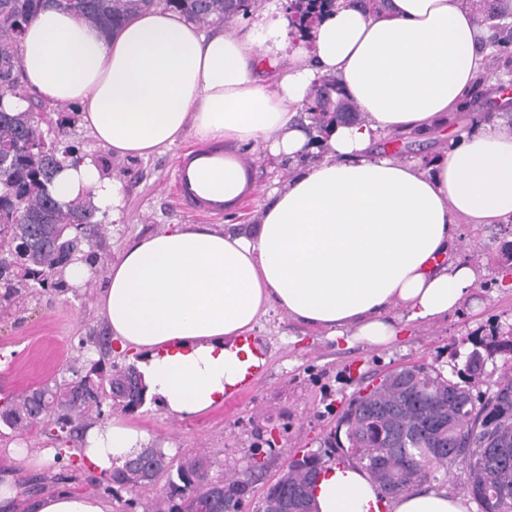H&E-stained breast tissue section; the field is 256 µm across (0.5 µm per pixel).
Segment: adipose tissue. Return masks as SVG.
Instances as JSON below:
<instances>
[{
  "label": "adipose tissue",
  "mask_w": 512,
  "mask_h": 512,
  "mask_svg": "<svg viewBox=\"0 0 512 512\" xmlns=\"http://www.w3.org/2000/svg\"><path fill=\"white\" fill-rule=\"evenodd\" d=\"M19 56L26 91L74 106L113 156L145 159L189 138L204 149L227 143L207 192L225 210L258 190L236 146L309 159L267 191L255 228L175 224L112 263L98 308L137 353L146 393L167 415L201 414L237 388L255 361L239 339L270 308L377 346L408 324L448 317L482 275L453 256L459 225L512 222V124L461 134L426 170L382 148L394 135L445 130L484 73L464 0H326L300 37L274 0L250 23L211 33L156 9L106 35L47 7L27 25ZM326 77L361 118L312 138L297 113ZM50 190L62 204L93 195L101 212L122 216L120 181L92 158L64 163ZM148 442L115 417L89 428L76 455L105 471ZM30 508L112 512L105 498L66 489ZM313 508L468 512L443 488L381 498L364 471L345 464L325 466Z\"/></svg>",
  "instance_id": "adipose-tissue-1"
}]
</instances>
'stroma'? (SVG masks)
Masks as SVG:
<instances>
[{
	"label": "stroma",
	"instance_id": "stroma-1",
	"mask_svg": "<svg viewBox=\"0 0 512 512\" xmlns=\"http://www.w3.org/2000/svg\"><path fill=\"white\" fill-rule=\"evenodd\" d=\"M504 2L475 0L473 5L489 49L488 73L463 102L462 110L473 127L498 119L503 87L512 83V46L496 44L500 29L512 28V9H504ZM493 9L499 10V17L487 19ZM72 137L83 152L121 181L123 216L119 223L108 219L102 223L99 262L86 295L36 294L0 317V397L32 390L52 377H68L70 367L96 358L94 347L84 339L105 327L96 307L97 293L127 243L171 224L248 228L255 223L262 203L255 196L240 209L211 216L183 208L174 195L172 178L177 161L194 148L193 140L146 160H124L112 157L81 125H74ZM236 151L258 186L287 179L292 173L291 166L264 155L260 147L240 145ZM508 242L512 243V223L463 225L458 251L484 271L473 290L474 303L462 304L443 320L410 326L388 346L336 338L272 309L251 331L265 352L267 370L239 402L177 418L149 398L127 419L144 429L151 445L168 455L205 457L213 479L239 472L249 456H257L264 468L242 510L256 512L266 483L278 476L289 456L317 453L327 462H338L333 451L336 425L343 408L360 390L407 365L428 363L451 373L455 359L471 350L474 340L512 331V274H499L500 252ZM20 443L36 450L59 446L44 436L0 430V475H11L19 488H26L37 474L51 476L71 464L66 457L59 463L48 461L38 470L27 467L8 454L9 448Z\"/></svg>",
	"mask_w": 512,
	"mask_h": 512
}]
</instances>
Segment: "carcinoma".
<instances>
[{
  "instance_id": "carcinoma-1",
  "label": "carcinoma",
  "mask_w": 512,
  "mask_h": 512,
  "mask_svg": "<svg viewBox=\"0 0 512 512\" xmlns=\"http://www.w3.org/2000/svg\"><path fill=\"white\" fill-rule=\"evenodd\" d=\"M48 4L70 11L104 34L154 7L180 12L202 25H222L248 10V0H0V254L14 255L16 265L0 264V310L19 304L40 290H71L63 275L68 253L80 254L95 266L98 209L80 198L67 205L50 193L52 180L69 158L81 155L68 134L67 117L55 122V144L43 147L42 122L33 117L36 104L23 111L10 108L7 98H26L19 81L22 33ZM315 123L327 118L357 119V112L340 100L314 99L308 107ZM99 359L73 373L20 396L3 398L0 424L18 433L39 432L54 440H80L98 423L102 405L135 411L145 402L146 388L133 364H106L112 359V336L102 331L87 337ZM489 354H512V337L479 340ZM417 386L404 388L386 376L344 408L338 424L344 428L345 457L371 476L380 492L394 497L427 482H444L460 469L464 489L478 512H512V377L504 375L486 390H474L480 370L452 372L447 377L430 364L414 367ZM144 463L157 479L166 478V493L154 512H241L249 484L238 475L209 478L202 457L176 459L158 447L148 449ZM321 457L303 456L281 471L274 491L265 498V512H312L314 473ZM104 489L113 493L135 484L129 462L100 474Z\"/></svg>"
}]
</instances>
